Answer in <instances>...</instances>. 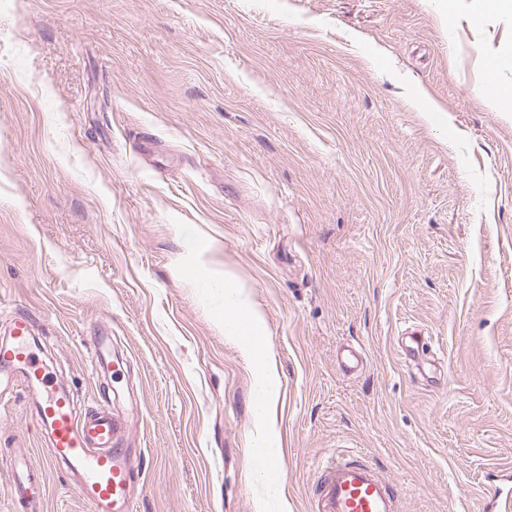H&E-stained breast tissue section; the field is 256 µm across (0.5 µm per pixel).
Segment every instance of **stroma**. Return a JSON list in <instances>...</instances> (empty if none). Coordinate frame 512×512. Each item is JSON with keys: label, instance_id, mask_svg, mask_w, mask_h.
I'll return each instance as SVG.
<instances>
[{"label": "stroma", "instance_id": "stroma-1", "mask_svg": "<svg viewBox=\"0 0 512 512\" xmlns=\"http://www.w3.org/2000/svg\"><path fill=\"white\" fill-rule=\"evenodd\" d=\"M445 2L0 0V329L29 312L78 408L123 417L134 512H257L265 444L290 512L334 455L400 512H481L512 469V112L476 93L512 13ZM200 256L263 335L226 340ZM14 448L48 453L23 395L0 512ZM36 512L91 508L50 469ZM93 360L92 368L94 372L110 373L111 376L120 371L123 360L119 357L112 356L109 348L104 346L102 340L97 337L92 341Z\"/></svg>", "mask_w": 512, "mask_h": 512}]
</instances>
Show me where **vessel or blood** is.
Returning a JSON list of instances; mask_svg holds the SVG:
<instances>
[{"label": "vessel or blood", "instance_id": "b4317fda", "mask_svg": "<svg viewBox=\"0 0 512 512\" xmlns=\"http://www.w3.org/2000/svg\"><path fill=\"white\" fill-rule=\"evenodd\" d=\"M32 318L24 311L10 319L8 338L0 342V387L21 379L32 394L33 410L50 453L31 457L12 451L15 472L10 495L15 503L39 504L46 492L47 468L61 466L76 479L78 494L92 512H133L130 489L137 466L120 442L121 423L105 403L78 413L73 396L55 383L32 340ZM92 368L116 373L123 361L101 339L92 342ZM401 489L367 461L336 457L320 468L317 512H398Z\"/></svg>", "mask_w": 512, "mask_h": 512}]
</instances>
